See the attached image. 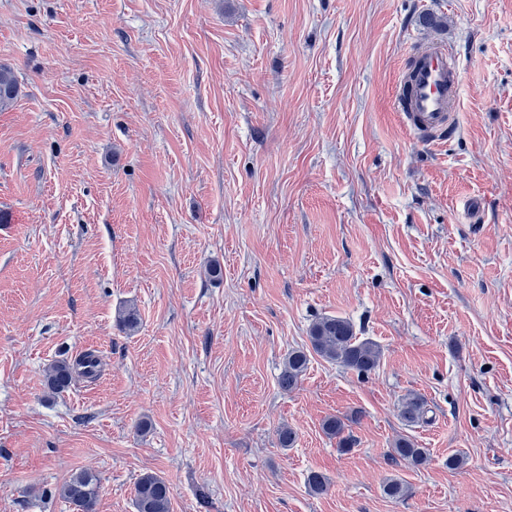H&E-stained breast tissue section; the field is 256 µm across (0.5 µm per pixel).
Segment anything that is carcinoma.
<instances>
[{
    "label": "carcinoma",
    "instance_id": "1",
    "mask_svg": "<svg viewBox=\"0 0 512 512\" xmlns=\"http://www.w3.org/2000/svg\"><path fill=\"white\" fill-rule=\"evenodd\" d=\"M18 81L14 71L0 65V111L10 108L18 96ZM309 347L293 349L288 352L283 368L278 376V385L285 391L295 389L305 374L311 355L328 362L337 363L367 376L374 371L381 359L382 351L378 344L356 336L353 324L342 317L322 316L309 329ZM88 360L72 362L66 358L53 361L46 369V386L53 393L68 389L78 378L89 377L85 370ZM426 401L415 394L403 398L399 414L408 425H415L425 419ZM357 418L352 415L348 420L329 417L323 423L324 432L338 439L337 447L341 452L351 449V437L344 435L347 422ZM389 456L395 461H403L418 466L427 459V452L419 448L409 438L395 441L389 450ZM99 478L90 471L73 475L58 490L59 497L72 508L73 512H94L98 496ZM385 495L402 500L408 496L407 486L398 479H389L383 486ZM134 506L136 512H170V491L165 480L154 473H144L134 486Z\"/></svg>",
    "mask_w": 512,
    "mask_h": 512
}]
</instances>
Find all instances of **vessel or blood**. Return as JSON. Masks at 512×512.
<instances>
[{"label":"vessel or blood","mask_w":512,"mask_h":512,"mask_svg":"<svg viewBox=\"0 0 512 512\" xmlns=\"http://www.w3.org/2000/svg\"><path fill=\"white\" fill-rule=\"evenodd\" d=\"M460 89L461 69L450 48L419 47L401 73L394 109L419 142L434 143L456 129Z\"/></svg>","instance_id":"1"}]
</instances>
